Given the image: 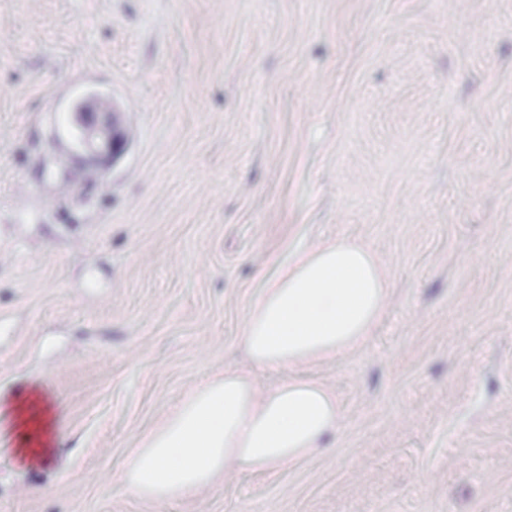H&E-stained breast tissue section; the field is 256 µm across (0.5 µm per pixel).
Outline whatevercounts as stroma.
<instances>
[{
  "label": "stroma",
  "mask_w": 512,
  "mask_h": 512,
  "mask_svg": "<svg viewBox=\"0 0 512 512\" xmlns=\"http://www.w3.org/2000/svg\"><path fill=\"white\" fill-rule=\"evenodd\" d=\"M92 92L124 135L97 164ZM334 240L391 285L302 370L330 448L125 489L144 432L253 372L261 278ZM29 381L59 448L21 465L0 418V512H512V0H0V391Z\"/></svg>",
  "instance_id": "35a3bbf8"
}]
</instances>
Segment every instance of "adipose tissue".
Here are the masks:
<instances>
[{
	"instance_id": "1",
	"label": "adipose tissue",
	"mask_w": 512,
	"mask_h": 512,
	"mask_svg": "<svg viewBox=\"0 0 512 512\" xmlns=\"http://www.w3.org/2000/svg\"><path fill=\"white\" fill-rule=\"evenodd\" d=\"M389 287L385 268L356 243L340 240L294 254L265 280L241 327L252 363L275 382L261 387L228 372L196 387L139 441L123 481L141 498L180 500L228 469L283 468L320 452L339 431L343 408L335 392L289 371L365 342ZM7 413L21 461H50L55 414L43 385L0 392V416Z\"/></svg>"
}]
</instances>
